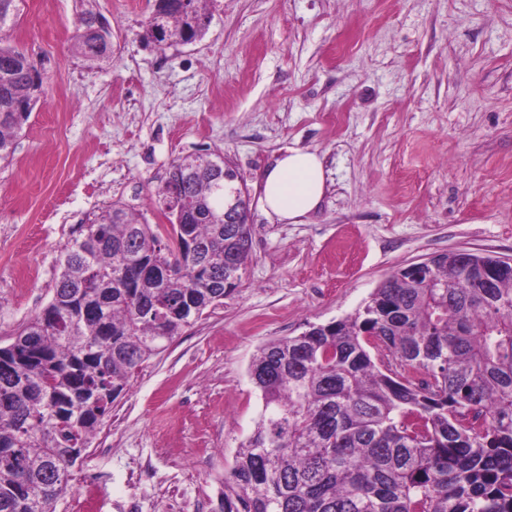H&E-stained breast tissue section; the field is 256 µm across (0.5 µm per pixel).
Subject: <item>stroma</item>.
I'll return each instance as SVG.
<instances>
[{"label":"stroma","mask_w":512,"mask_h":512,"mask_svg":"<svg viewBox=\"0 0 512 512\" xmlns=\"http://www.w3.org/2000/svg\"><path fill=\"white\" fill-rule=\"evenodd\" d=\"M155 0H96L112 58L72 52L79 0H21L15 46L44 73L0 163V347L50 301L64 247L107 205L161 224L178 158L219 152L250 194L253 249L224 303L112 406L59 512H213L262 400L257 348L354 314L394 271L454 251L512 256V0H215L201 39H146ZM324 158L320 209L269 220L265 169Z\"/></svg>","instance_id":"35a3bbf8"}]
</instances>
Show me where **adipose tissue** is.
I'll return each mask as SVG.
<instances>
[{
    "label": "adipose tissue",
    "mask_w": 512,
    "mask_h": 512,
    "mask_svg": "<svg viewBox=\"0 0 512 512\" xmlns=\"http://www.w3.org/2000/svg\"><path fill=\"white\" fill-rule=\"evenodd\" d=\"M326 191L322 157L291 149L262 175L260 201L270 219L297 224L316 212Z\"/></svg>",
    "instance_id": "obj_1"
}]
</instances>
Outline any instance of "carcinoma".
<instances>
[{
  "mask_svg": "<svg viewBox=\"0 0 512 512\" xmlns=\"http://www.w3.org/2000/svg\"><path fill=\"white\" fill-rule=\"evenodd\" d=\"M0 0V162L40 98L41 71ZM214 0H157L148 32L199 39ZM88 4L75 49L112 57ZM190 154L165 182L170 230L113 203L66 246L49 304L0 348V512H57L91 440L133 377L210 307L251 257L249 215L224 223L236 170L218 188ZM386 350L381 369L370 349ZM251 367L262 411L224 475L219 512H512V267L490 253L396 270L350 316L269 341Z\"/></svg>",
  "mask_w": 512,
  "mask_h": 512,
  "instance_id": "carcinoma-1",
  "label": "carcinoma"
}]
</instances>
